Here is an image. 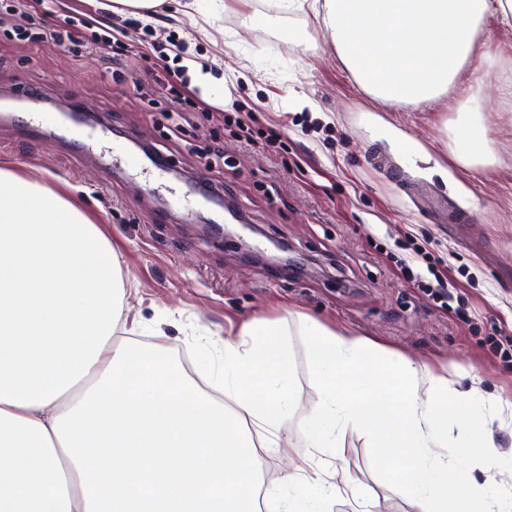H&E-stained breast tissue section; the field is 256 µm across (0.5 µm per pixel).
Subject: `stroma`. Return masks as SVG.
<instances>
[{
  "mask_svg": "<svg viewBox=\"0 0 512 512\" xmlns=\"http://www.w3.org/2000/svg\"><path fill=\"white\" fill-rule=\"evenodd\" d=\"M111 0H0V165L50 187H71L105 229L124 275L137 286L130 303L143 318L166 315L159 346L196 381L210 354L192 348L187 325L223 334L254 316L281 321L291 355L299 415L318 400L307 340L293 312L348 328L431 365L451 387L478 382L491 402L512 404V124L497 113L495 72L463 68L447 101L397 109L366 94L338 60L312 16L253 24L267 0H235L228 10L190 21L163 0L150 26L112 11ZM41 25L76 17L78 54L19 39V12ZM106 35L110 44L93 43ZM181 70L173 87L151 78L155 45ZM221 59L237 79L202 83L182 66ZM140 80L115 83L113 70ZM47 103L94 113L72 125L51 113L29 120L18 90ZM312 107L299 108L298 96ZM179 107L177 137L167 109ZM260 107V126L278 145L235 136L233 110ZM479 113L498 160L459 166L454 129L462 111ZM108 125L115 168L130 170L135 143L164 154L181 179L222 188L243 219L234 238L211 232L225 212L197 189L140 194L147 159L132 184L102 180L82 156L94 150L93 124ZM442 271L450 306L429 299L402 263ZM336 462L357 480L358 499L333 512H402L365 436L346 432Z\"/></svg>",
  "mask_w": 512,
  "mask_h": 512,
  "instance_id": "35a3bbf8",
  "label": "stroma"
}]
</instances>
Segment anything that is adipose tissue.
Listing matches in <instances>:
<instances>
[{"mask_svg": "<svg viewBox=\"0 0 512 512\" xmlns=\"http://www.w3.org/2000/svg\"><path fill=\"white\" fill-rule=\"evenodd\" d=\"M309 14L373 98L415 108L446 98L472 61L493 68L482 30L505 0H273ZM466 169L494 160L483 128L463 116ZM116 251L80 201L0 169V512H260L258 448L307 453L267 499L276 512H329L355 496L336 464L342 432L375 448L405 512H512L470 480L499 475L477 411V387L377 341L307 315L318 401L296 417L280 323L255 318L218 341L213 385L227 410L138 335ZM298 418L296 435L283 431ZM456 422L469 439L448 444Z\"/></svg>", "mask_w": 512, "mask_h": 512, "instance_id": "obj_1", "label": "adipose tissue"}]
</instances>
